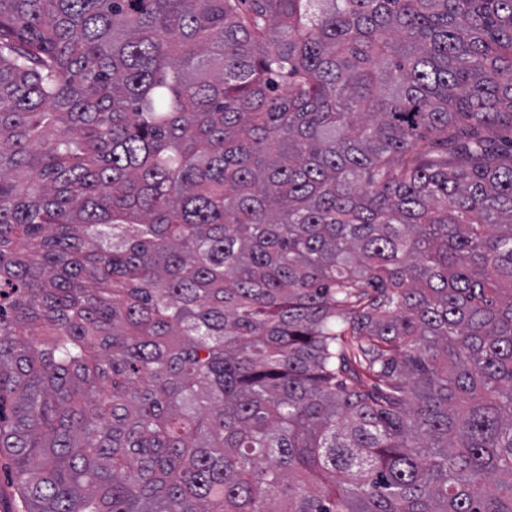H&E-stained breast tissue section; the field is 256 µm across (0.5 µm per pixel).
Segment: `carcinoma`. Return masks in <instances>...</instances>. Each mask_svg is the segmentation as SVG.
<instances>
[{"label": "carcinoma", "instance_id": "carcinoma-1", "mask_svg": "<svg viewBox=\"0 0 512 512\" xmlns=\"http://www.w3.org/2000/svg\"><path fill=\"white\" fill-rule=\"evenodd\" d=\"M512 0H0V454L28 512H512Z\"/></svg>", "mask_w": 512, "mask_h": 512}]
</instances>
